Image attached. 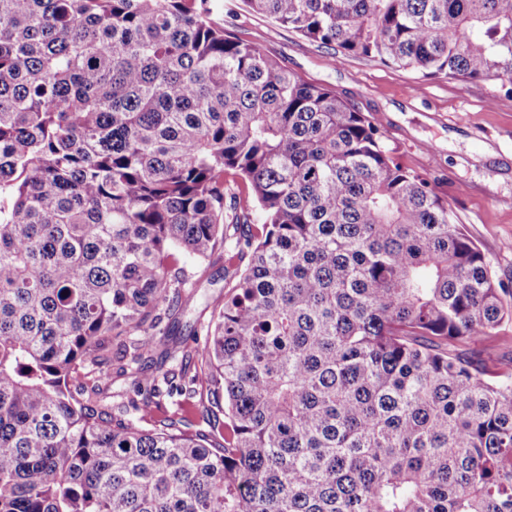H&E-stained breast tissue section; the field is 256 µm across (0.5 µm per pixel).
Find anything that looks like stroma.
I'll list each match as a JSON object with an SVG mask.
<instances>
[{"mask_svg":"<svg viewBox=\"0 0 512 512\" xmlns=\"http://www.w3.org/2000/svg\"><path fill=\"white\" fill-rule=\"evenodd\" d=\"M225 30L258 45L308 82L328 87L385 133L394 160L431 182L505 287L512 288V95L495 81H462L420 73L367 57L335 58L331 48L253 13L244 0H224L216 16ZM185 268L201 297L189 313L171 310L161 328L171 335L185 365L176 381L194 375L214 305L224 301V256L187 259ZM492 369L512 371V322L497 340L468 348ZM112 362L105 403L113 416L138 419L147 385Z\"/></svg>","mask_w":512,"mask_h":512,"instance_id":"obj_1","label":"stroma"}]
</instances>
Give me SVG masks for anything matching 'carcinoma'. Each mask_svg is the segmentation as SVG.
<instances>
[{
    "mask_svg": "<svg viewBox=\"0 0 512 512\" xmlns=\"http://www.w3.org/2000/svg\"><path fill=\"white\" fill-rule=\"evenodd\" d=\"M344 57L512 84V0H245ZM222 0H0V512H512V288L380 128ZM223 443L96 407L198 301ZM250 261L242 265L244 254ZM151 378L152 397L162 396ZM186 261L185 268L196 282V288L202 297L199 299L195 310L190 313H182L177 308L170 311V315L164 318L159 328L168 332L174 338L179 351L178 365L173 366L170 360L155 354L150 365L149 373L175 369V383L183 384L194 375L200 367V359L195 350L202 347L206 336L205 329L211 318L214 305L224 302V253L216 254L212 259L199 262L190 257H182ZM183 360L185 372H180V363ZM186 365V366H185ZM499 338L479 342L467 347V352L476 359H484L491 369L512 371V322L505 321L499 328Z\"/></svg>",
    "mask_w": 512,
    "mask_h": 512,
    "instance_id": "cac0c4a2",
    "label": "carcinoma"
}]
</instances>
